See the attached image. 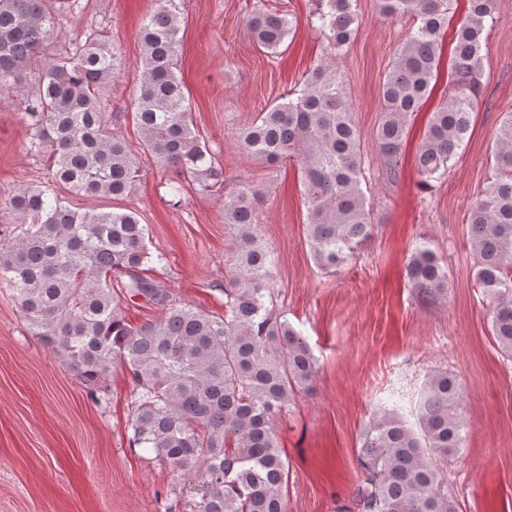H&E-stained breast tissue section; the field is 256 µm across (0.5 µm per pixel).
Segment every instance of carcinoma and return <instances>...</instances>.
<instances>
[{
	"instance_id": "cac0c4a2",
	"label": "carcinoma",
	"mask_w": 512,
	"mask_h": 512,
	"mask_svg": "<svg viewBox=\"0 0 512 512\" xmlns=\"http://www.w3.org/2000/svg\"><path fill=\"white\" fill-rule=\"evenodd\" d=\"M159 0L139 25L142 46L133 119L142 149L176 182L208 191L224 168L195 132L191 103L178 77L180 13ZM355 0H318L311 22L339 52L359 26ZM455 0H378L386 17L413 18L403 48L381 86L383 115L374 151L394 183L403 164L410 117L437 80L443 37ZM56 0H0V82L24 88L30 63L44 55ZM496 0H468L458 20L448 96L432 112L416 151L421 186L448 173L482 97L487 22ZM257 45L278 53L292 33L285 15L250 20ZM108 37L94 31L65 57L46 62L28 99L30 150L46 158L50 185L19 188L9 199L14 224L0 236V283L11 291L30 332L60 355L81 382L95 386L119 364L129 373L132 443L195 486L194 512H285L288 464L275 419L317 373L307 340L267 306L275 278L269 249L254 232L258 190L240 185L224 199L235 230L234 269L224 283V315L176 303L146 276L147 225L133 212L80 211L56 193L119 199L144 173L139 152L112 131L102 92L122 71ZM239 151L274 165L297 163L316 265L345 264L372 237V208L362 188L363 147L343 74L330 61L309 70L299 89L239 129ZM494 180L472 203L469 240L476 279L492 303V335L512 354V114L497 130ZM121 276L118 284L112 278ZM406 276L421 304L448 296V270L417 247ZM141 298L162 311L139 325L122 314ZM463 385L446 372L424 382L417 420L395 411L375 418L358 453L359 512H458L438 461L463 447Z\"/></svg>"
}]
</instances>
